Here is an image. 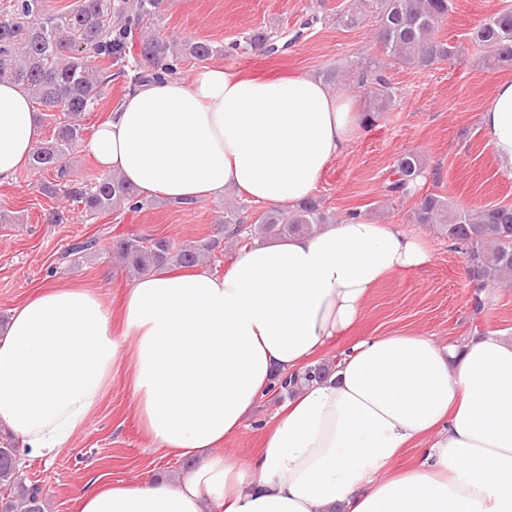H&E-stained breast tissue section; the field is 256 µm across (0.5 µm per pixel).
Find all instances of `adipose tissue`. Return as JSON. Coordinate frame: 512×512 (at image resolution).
Segmentation results:
<instances>
[{
	"label": "adipose tissue",
	"instance_id": "obj_1",
	"mask_svg": "<svg viewBox=\"0 0 512 512\" xmlns=\"http://www.w3.org/2000/svg\"><path fill=\"white\" fill-rule=\"evenodd\" d=\"M361 125L353 95L311 74L206 66L136 87L83 148L149 196L217 202L239 191L288 207ZM481 125L512 164V80ZM41 138L26 90L0 83V185ZM429 260L397 225L347 217L253 243L221 274L151 270L116 309L96 286L46 287L0 329V426L21 460L51 457L122 371L150 448L198 464L173 481L92 485L78 512H512V336L461 350L415 333L360 339L329 377L288 396L257 457L224 450L275 376L343 336L380 280ZM417 441L419 462L391 473Z\"/></svg>",
	"mask_w": 512,
	"mask_h": 512
}]
</instances>
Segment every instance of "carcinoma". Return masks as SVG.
<instances>
[{
    "instance_id": "cac0c4a2",
    "label": "carcinoma",
    "mask_w": 512,
    "mask_h": 512,
    "mask_svg": "<svg viewBox=\"0 0 512 512\" xmlns=\"http://www.w3.org/2000/svg\"><path fill=\"white\" fill-rule=\"evenodd\" d=\"M450 0H351L337 14L336 22L352 29L373 20L382 58H359L347 67L329 70L325 80L336 86L353 80L368 99L365 124L375 123L396 98L386 76L385 59L417 69H428L455 56L453 47L441 40L438 29L448 17ZM165 11L164 0H75L57 8L52 0H0V81L24 88L51 125L50 137L32 153L31 167L52 176L42 191L61 194L78 203L87 216L116 210L141 211L150 206L138 189L114 174H105L90 185L70 179L66 164L84 137L81 116L94 109L117 75L129 79V90L144 82L160 81L176 74L193 59L203 62L214 47L203 41L170 40L156 32ZM139 40L140 61L127 60L133 37ZM483 48L482 62L489 68L512 66V4L485 18L473 34ZM233 51H277L270 33L250 31L231 44ZM432 176L423 158L409 151L397 161L385 191L405 198L417 179ZM244 207L226 206L216 223L217 236L197 245L175 247L164 237L127 234L115 237L109 250L130 273L139 275L169 266L196 267L216 257L226 239L312 233L333 219L308 198L292 208L258 213L244 227ZM414 221L433 229L463 254L469 279L475 287L512 286V204H487L477 209L458 208L448 199L427 193L413 211ZM100 238L75 240L62 253L66 259L96 251ZM333 364L319 362L280 382L296 388L321 379ZM19 448L15 442L0 443V512H46L40 487L28 484L16 467Z\"/></svg>"
}]
</instances>
